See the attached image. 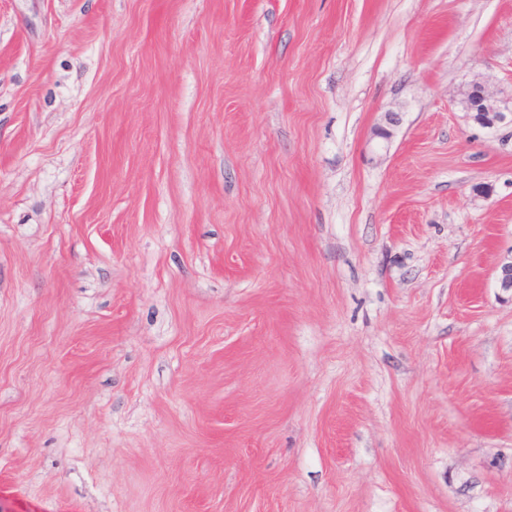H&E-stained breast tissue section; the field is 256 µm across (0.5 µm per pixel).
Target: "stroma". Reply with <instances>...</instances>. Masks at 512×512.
Segmentation results:
<instances>
[{
    "instance_id": "35a3bbf8",
    "label": "stroma",
    "mask_w": 512,
    "mask_h": 512,
    "mask_svg": "<svg viewBox=\"0 0 512 512\" xmlns=\"http://www.w3.org/2000/svg\"><path fill=\"white\" fill-rule=\"evenodd\" d=\"M475 80L512 0H0V512H512Z\"/></svg>"
}]
</instances>
